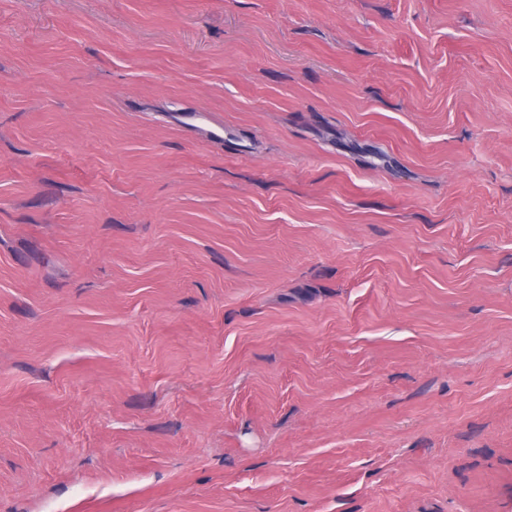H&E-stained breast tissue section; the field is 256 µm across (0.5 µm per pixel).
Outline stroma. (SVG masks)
Instances as JSON below:
<instances>
[{"label": "stroma", "instance_id": "1", "mask_svg": "<svg viewBox=\"0 0 512 512\" xmlns=\"http://www.w3.org/2000/svg\"><path fill=\"white\" fill-rule=\"evenodd\" d=\"M0 512H512V0H0Z\"/></svg>", "mask_w": 512, "mask_h": 512}]
</instances>
